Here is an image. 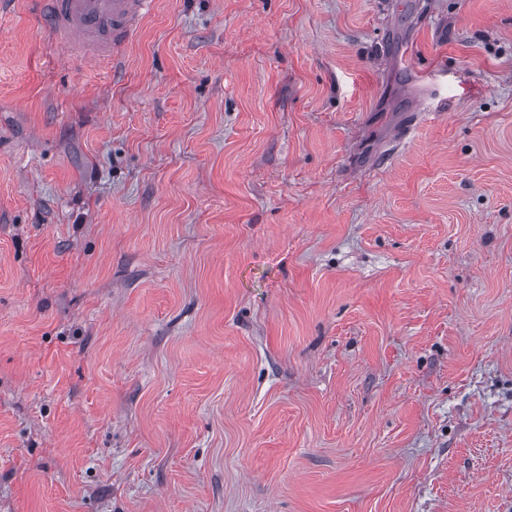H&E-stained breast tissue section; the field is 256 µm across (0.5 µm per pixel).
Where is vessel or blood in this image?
<instances>
[{
  "label": "vessel or blood",
  "instance_id": "obj_1",
  "mask_svg": "<svg viewBox=\"0 0 512 512\" xmlns=\"http://www.w3.org/2000/svg\"><path fill=\"white\" fill-rule=\"evenodd\" d=\"M57 45L86 62L114 55L146 17L152 0H40Z\"/></svg>",
  "mask_w": 512,
  "mask_h": 512
}]
</instances>
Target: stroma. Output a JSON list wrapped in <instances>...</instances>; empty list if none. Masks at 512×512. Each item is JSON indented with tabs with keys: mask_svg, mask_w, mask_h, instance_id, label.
<instances>
[{
	"mask_svg": "<svg viewBox=\"0 0 512 512\" xmlns=\"http://www.w3.org/2000/svg\"><path fill=\"white\" fill-rule=\"evenodd\" d=\"M0 512H512V0H0ZM57 45L86 62L115 56L146 17L151 0H39Z\"/></svg>",
	"mask_w": 512,
	"mask_h": 512,
	"instance_id": "obj_1",
	"label": "stroma"
}]
</instances>
